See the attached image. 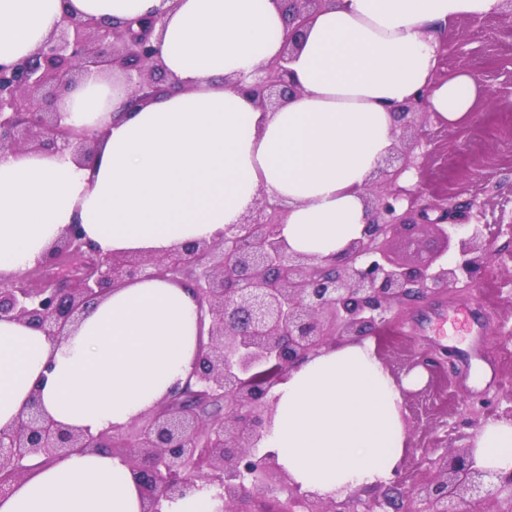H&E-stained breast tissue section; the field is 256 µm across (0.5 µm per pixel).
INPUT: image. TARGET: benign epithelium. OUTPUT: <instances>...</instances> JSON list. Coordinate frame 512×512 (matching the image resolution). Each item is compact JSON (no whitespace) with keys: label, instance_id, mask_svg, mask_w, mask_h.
Wrapping results in <instances>:
<instances>
[{"label":"benign epithelium","instance_id":"obj_1","mask_svg":"<svg viewBox=\"0 0 512 512\" xmlns=\"http://www.w3.org/2000/svg\"><path fill=\"white\" fill-rule=\"evenodd\" d=\"M331 0H282L288 16L283 55L260 69L250 89L259 103L278 106L296 92L286 63L314 15ZM156 19L102 23L69 11L32 56L0 66V152L29 146L70 152L88 160L97 136L60 123L57 103L86 64L105 50L136 87L166 81L151 42ZM428 91L399 106L394 117L424 118ZM411 146L393 149L375 174L384 191L366 194L374 211L362 237L330 260L290 253L280 236L286 210L255 202V214L226 229L219 242L193 241L174 253L103 257L71 225L50 256L13 280L0 282V319L25 321L57 339L89 305L124 283L143 278H186L200 309L210 315L208 342L186 387L158 410L111 435H88L48 419L32 402L17 425L0 430V487L23 477L27 462L59 461L75 450L129 449L126 465L138 482L144 512H160L192 487L220 490L223 512H240L244 499L280 512H470L489 504L512 512V471L478 468L473 443L436 448L431 478L400 492L356 489L344 497L300 490L275 456L256 444L270 426L272 388L294 366L341 341L362 340L385 329L399 309L480 282L497 262L496 239L506 224H466L468 202L422 204L421 191L398 181L419 169ZM426 226L452 251L413 263L394 260L389 237Z\"/></svg>","mask_w":512,"mask_h":512}]
</instances>
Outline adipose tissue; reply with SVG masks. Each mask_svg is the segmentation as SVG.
Here are the masks:
<instances>
[{"mask_svg":"<svg viewBox=\"0 0 512 512\" xmlns=\"http://www.w3.org/2000/svg\"><path fill=\"white\" fill-rule=\"evenodd\" d=\"M498 2L339 0L289 64L296 95L268 108L248 89L288 40L280 0H0V66L33 55L66 8L102 22L154 16L174 84L142 95L124 74H89L59 112L98 134L90 161L0 155V278L45 261L72 224L103 255L218 241L263 194L288 210L289 251L337 254L373 219L363 196L395 144L394 109L426 87L432 114L455 125L486 97L471 73L438 78L440 36ZM209 321L188 285L160 278L112 289L56 341L0 319V430L34 397L50 420L93 436L125 426L184 385ZM402 392L372 341L330 346L274 386L262 446L301 489L376 487L406 451ZM475 446L478 465L512 470V423L485 424ZM142 510L131 472L103 451L35 467L0 492V512Z\"/></svg>","mask_w":512,"mask_h":512,"instance_id":"1","label":"adipose tissue"}]
</instances>
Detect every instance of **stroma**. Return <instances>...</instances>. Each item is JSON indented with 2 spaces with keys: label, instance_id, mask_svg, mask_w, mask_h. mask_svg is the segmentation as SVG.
<instances>
[{
  "label": "stroma",
  "instance_id": "obj_1",
  "mask_svg": "<svg viewBox=\"0 0 512 512\" xmlns=\"http://www.w3.org/2000/svg\"><path fill=\"white\" fill-rule=\"evenodd\" d=\"M511 28V17L495 13L449 25L465 42L445 49L439 75L473 73L488 99L455 127L428 119L427 164L417 174L424 192L471 200L488 224L512 212ZM430 348L452 350L456 363L447 381L428 374L403 394L407 451L399 476L406 488L429 477L430 449L455 446L493 411L512 406V281L493 273L464 291L403 309L379 357L400 381Z\"/></svg>",
  "mask_w": 512,
  "mask_h": 512
}]
</instances>
